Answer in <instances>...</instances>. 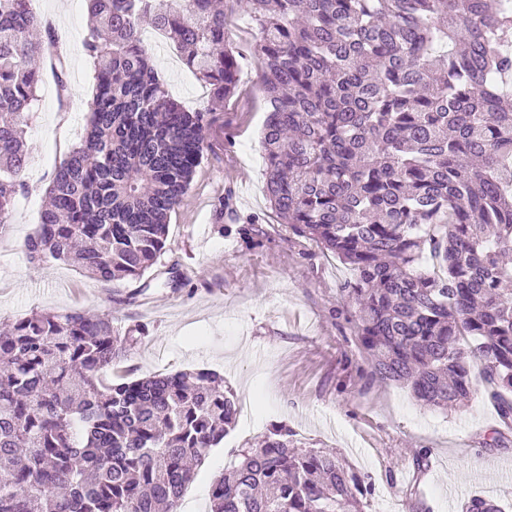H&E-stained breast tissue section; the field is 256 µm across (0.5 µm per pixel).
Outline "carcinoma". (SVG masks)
I'll list each match as a JSON object with an SVG mask.
<instances>
[{
    "instance_id": "1",
    "label": "carcinoma",
    "mask_w": 512,
    "mask_h": 512,
    "mask_svg": "<svg viewBox=\"0 0 512 512\" xmlns=\"http://www.w3.org/2000/svg\"><path fill=\"white\" fill-rule=\"evenodd\" d=\"M263 57L265 193L353 272L370 375L424 405L473 379L512 430V0H240ZM89 132L24 249L102 286L148 288L206 150L210 110L173 100L142 43L162 31L213 99L239 61L213 0H87ZM0 0V238L26 188L25 135L54 40ZM439 265H421L424 252ZM112 317L32 313L0 330V512H176L229 433L236 393L205 369L105 382L136 344ZM372 483L276 424L210 488L211 512H362ZM465 512H504L472 498Z\"/></svg>"
}]
</instances>
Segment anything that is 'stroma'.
Masks as SVG:
<instances>
[{"label": "stroma", "instance_id": "35a3bbf8", "mask_svg": "<svg viewBox=\"0 0 512 512\" xmlns=\"http://www.w3.org/2000/svg\"><path fill=\"white\" fill-rule=\"evenodd\" d=\"M223 6L240 71L234 93L218 103L172 44L152 28L142 31L170 96L212 116L204 159L170 217L161 258L185 285L170 287L161 276L143 292L128 281L100 286L62 262L26 261L23 243L57 168L85 136L94 88L82 47L84 0H38L56 40L71 47L63 77L41 69L26 133L29 191L16 196L0 239V323L32 312L108 314L115 326L148 330L113 374L131 380L204 368L223 375L239 402L253 401L250 416H237L223 445L198 466L178 512H208L210 486L237 450L279 422L304 447L333 450L371 478L365 512H460L469 498L486 495L512 504V432L493 444L499 420L482 385L444 411L424 406L406 387L367 377L357 306L340 299L351 271L281 223L266 199L258 28L239 0Z\"/></svg>", "mask_w": 512, "mask_h": 512}]
</instances>
